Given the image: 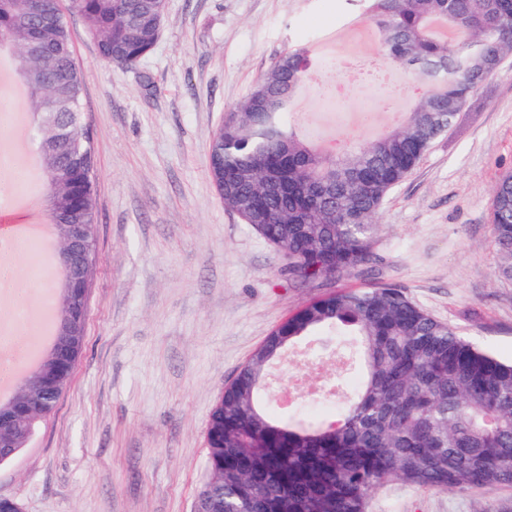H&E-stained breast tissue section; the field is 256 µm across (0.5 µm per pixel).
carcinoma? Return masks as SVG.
Instances as JSON below:
<instances>
[{
    "label": "carcinoma",
    "mask_w": 512,
    "mask_h": 512,
    "mask_svg": "<svg viewBox=\"0 0 512 512\" xmlns=\"http://www.w3.org/2000/svg\"><path fill=\"white\" fill-rule=\"evenodd\" d=\"M0 0V53L9 50L26 88L46 210L52 224H90L84 253L95 260V159L81 140L53 145L59 127L75 131L82 82L72 35L59 0ZM383 54L400 63L418 93L386 131L362 147L325 152L300 139L287 120L290 105L312 83L319 60L310 46L279 57L224 118L212 141L208 171L226 209L251 224L303 277L340 279L373 254L381 229L375 216L390 191L448 132L473 92L512 52V0H356ZM152 0H68L101 57L134 68L154 43L135 38L136 23H154ZM60 105L57 126L42 124L44 97ZM78 190L73 215L63 193ZM492 224L498 274L512 280V171L493 190ZM68 276L61 269L53 322ZM328 330L347 363L317 387L340 392L361 376L355 398L334 423L275 419L259 395L271 365L287 348ZM86 334L53 336L59 395L32 392L42 371L24 376L0 413L29 402L33 413L0 427V463L12 459L55 410L71 382ZM399 480L426 489L465 492L512 486V359L466 340L396 287L340 290L276 327L237 376L224 386L207 433V478L197 512H367L373 491Z\"/></svg>",
    "instance_id": "1"
}]
</instances>
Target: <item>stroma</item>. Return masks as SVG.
Here are the masks:
<instances>
[{"label": "stroma", "mask_w": 512, "mask_h": 512, "mask_svg": "<svg viewBox=\"0 0 512 512\" xmlns=\"http://www.w3.org/2000/svg\"><path fill=\"white\" fill-rule=\"evenodd\" d=\"M350 0H166L138 69L105 61L68 16L96 161V249L87 338L72 381L32 442L0 464V498L22 512H194L207 430L226 383L270 332L343 288L391 285L471 340L512 358V282L497 274L493 188L512 170V53L376 216L373 257L341 279H304L225 208L207 172L214 134L269 66L331 36L337 61L376 54L342 24ZM298 134L323 150L385 129L337 125L315 87L293 102ZM327 363L293 349L276 385H315ZM367 512H512V488L432 491L399 481Z\"/></svg>", "instance_id": "1"}]
</instances>
